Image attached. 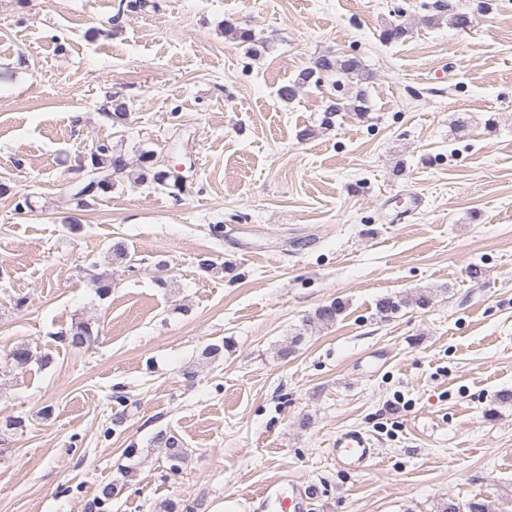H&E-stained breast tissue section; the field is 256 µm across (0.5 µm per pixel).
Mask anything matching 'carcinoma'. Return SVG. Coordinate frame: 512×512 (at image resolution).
Instances as JSON below:
<instances>
[{
	"label": "carcinoma",
	"mask_w": 512,
	"mask_h": 512,
	"mask_svg": "<svg viewBox=\"0 0 512 512\" xmlns=\"http://www.w3.org/2000/svg\"><path fill=\"white\" fill-rule=\"evenodd\" d=\"M439 11L448 14L449 24L464 29L471 24L470 17L456 10L451 2H443L439 6ZM224 32L232 39L242 43L256 42L255 34L250 29L241 28L231 22L225 23ZM409 30L404 23L392 24L383 30L382 39L387 43L400 42L408 35ZM334 73L340 77L342 75L349 78L344 83L346 86L345 96L340 98L337 105L331 104L325 110L322 118V125L330 127L333 125V117L339 112H353L361 115L364 112L365 93L363 89L357 88L353 80H365L364 65L356 57H342L339 59L331 56H321L315 62L314 66L302 70L298 76L287 84L279 87L277 94L283 101H291L296 98L298 93L306 86H319L322 73ZM128 167V162L124 155L116 153L106 144H101L91 156V171L94 175L82 185L75 197L92 196L100 192H107L112 188V176L124 172ZM406 305V301L396 296H387L378 300L376 308L379 314H393L398 312L401 307ZM345 304L339 300L333 301L316 309L312 320L329 325L338 319L344 312ZM93 332L91 326L87 323H79L66 331L58 334V339L75 348L82 347L91 342ZM33 353L26 345H21L9 353V359L13 367L17 370H25L31 363ZM154 442L166 448V457L178 455L180 460L187 457V449L175 435L166 431L158 432L154 437Z\"/></svg>",
	"instance_id": "obj_1"
}]
</instances>
